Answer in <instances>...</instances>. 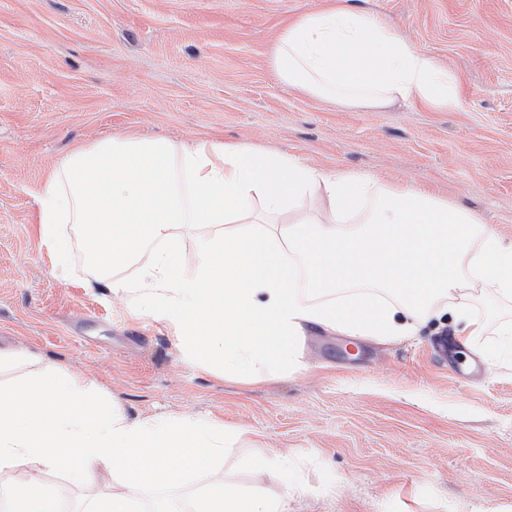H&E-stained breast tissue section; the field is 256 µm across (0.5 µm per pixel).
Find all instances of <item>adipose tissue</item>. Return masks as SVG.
<instances>
[{
  "label": "adipose tissue",
  "instance_id": "obj_1",
  "mask_svg": "<svg viewBox=\"0 0 512 512\" xmlns=\"http://www.w3.org/2000/svg\"><path fill=\"white\" fill-rule=\"evenodd\" d=\"M269 62L292 90L340 106L457 103L446 70L379 18L342 5L289 24ZM35 203L40 242L58 264L70 251L59 227L77 225L91 287L124 295L132 316L152 314L175 338L200 336L187 359L228 377L292 365L308 328L396 340L445 320L468 349L487 318L512 306V242L473 212L414 184L244 144L106 138L67 157ZM188 224L211 228L190 264ZM134 264L136 279L114 278ZM3 403L0 473L14 478L0 483V498L25 512H58L55 500L31 498L30 467L64 461L88 512H136L134 490L188 477L205 489L198 512H286L283 494H246L225 480L215 462L231 434L211 422L133 417L74 378L32 395L0 391Z\"/></svg>",
  "mask_w": 512,
  "mask_h": 512
}]
</instances>
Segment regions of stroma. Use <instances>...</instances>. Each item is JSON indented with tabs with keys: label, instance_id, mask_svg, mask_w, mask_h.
<instances>
[{
	"label": "stroma",
	"instance_id": "35a3bbf8",
	"mask_svg": "<svg viewBox=\"0 0 512 512\" xmlns=\"http://www.w3.org/2000/svg\"><path fill=\"white\" fill-rule=\"evenodd\" d=\"M324 0H0V387L75 377L130 415L237 430L242 492L288 512H512V361L456 352L448 327L378 341L308 330L298 363L225 377L187 363L151 316L94 275L76 225L60 271L35 195L75 150L112 137L245 143L327 171L416 183L512 240V0H367L455 81L449 112L377 110L292 91L269 57ZM280 452L265 471L259 462Z\"/></svg>",
	"mask_w": 512,
	"mask_h": 512
}]
</instances>
